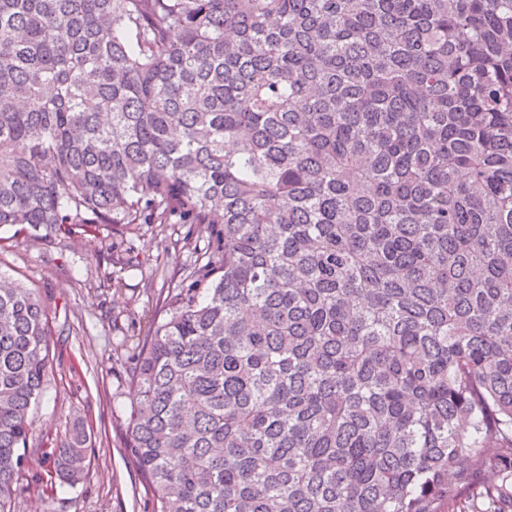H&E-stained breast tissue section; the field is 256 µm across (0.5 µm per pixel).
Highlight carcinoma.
<instances>
[{
    "label": "carcinoma",
    "instance_id": "carcinoma-1",
    "mask_svg": "<svg viewBox=\"0 0 512 512\" xmlns=\"http://www.w3.org/2000/svg\"><path fill=\"white\" fill-rule=\"evenodd\" d=\"M177 222L211 256L130 368L151 512H512V0H0V227ZM0 280L10 512L54 356Z\"/></svg>",
    "mask_w": 512,
    "mask_h": 512
}]
</instances>
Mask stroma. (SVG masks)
<instances>
[{"label": "stroma", "instance_id": "obj_1", "mask_svg": "<svg viewBox=\"0 0 512 512\" xmlns=\"http://www.w3.org/2000/svg\"><path fill=\"white\" fill-rule=\"evenodd\" d=\"M191 224H141L43 236L0 227V270L38 287L50 308L53 370L33 414L11 512H149L127 462L125 425L133 398L128 371L137 344L160 315L161 289H177L199 255ZM141 264L128 266V255ZM92 428L91 463L78 484L45 491V453L76 419Z\"/></svg>", "mask_w": 512, "mask_h": 512}]
</instances>
